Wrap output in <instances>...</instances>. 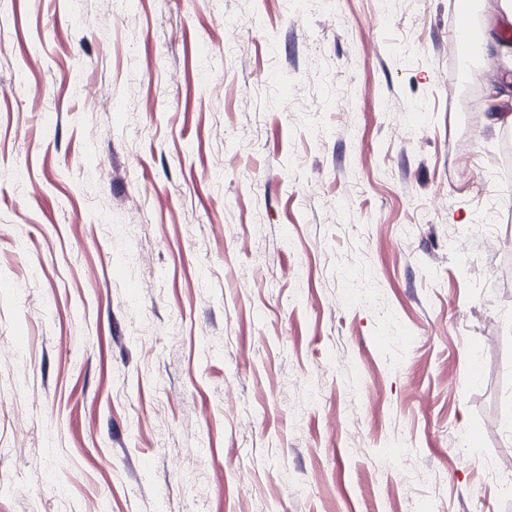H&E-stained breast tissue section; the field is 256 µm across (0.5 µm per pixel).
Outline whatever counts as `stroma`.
Here are the masks:
<instances>
[{"instance_id": "35a3bbf8", "label": "stroma", "mask_w": 512, "mask_h": 512, "mask_svg": "<svg viewBox=\"0 0 512 512\" xmlns=\"http://www.w3.org/2000/svg\"><path fill=\"white\" fill-rule=\"evenodd\" d=\"M511 19L0 0V512H512Z\"/></svg>"}]
</instances>
